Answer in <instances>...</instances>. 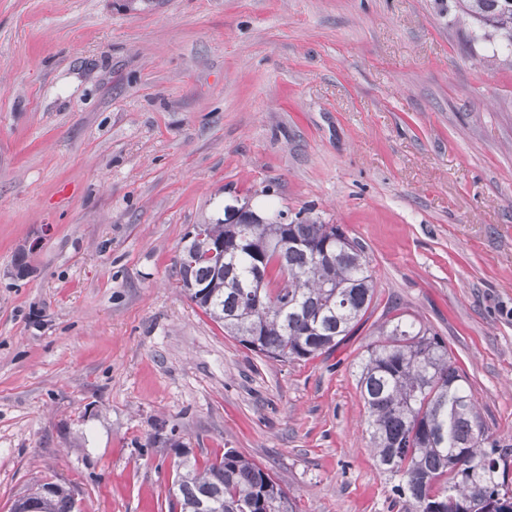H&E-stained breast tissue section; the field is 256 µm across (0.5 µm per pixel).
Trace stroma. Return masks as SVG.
I'll return each instance as SVG.
<instances>
[{
    "mask_svg": "<svg viewBox=\"0 0 512 512\" xmlns=\"http://www.w3.org/2000/svg\"><path fill=\"white\" fill-rule=\"evenodd\" d=\"M456 13L0 0V512L45 479L169 512L178 465L228 448L295 512H403L356 389L393 308L512 441V51ZM248 195L366 244L375 307L332 352L266 359L182 290L184 235Z\"/></svg>",
    "mask_w": 512,
    "mask_h": 512,
    "instance_id": "1",
    "label": "stroma"
}]
</instances>
